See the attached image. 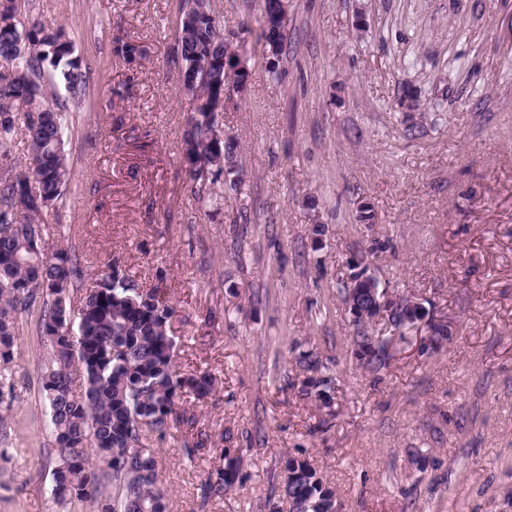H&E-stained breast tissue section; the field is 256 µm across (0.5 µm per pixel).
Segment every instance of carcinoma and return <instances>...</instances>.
<instances>
[{"instance_id": "carcinoma-1", "label": "carcinoma", "mask_w": 512, "mask_h": 512, "mask_svg": "<svg viewBox=\"0 0 512 512\" xmlns=\"http://www.w3.org/2000/svg\"><path fill=\"white\" fill-rule=\"evenodd\" d=\"M27 0H0V158L14 149L17 127L24 128L27 156L18 171L0 176V405L13 397L17 322L38 312L40 335L50 346L41 386L54 438L52 469L55 500L81 502L91 512H168L167 493L158 481L152 443L180 422L178 401L185 391L207 396L208 373L181 375L175 364L171 332L174 308L152 288H141L118 262L108 265L89 285L76 249L60 246L44 254L33 230L44 237L42 214L63 200L71 180L66 149L68 102L85 99L88 77L74 56V45L58 29L30 23L24 53L16 46L27 13ZM227 46L211 0H183L175 53L195 82L198 96L182 137L194 195L204 198L207 184L222 179L241 184L236 169L237 143L218 139L208 112L209 97L224 84L247 82L245 74L224 70ZM113 56L132 64L144 49L117 40ZM67 96L49 104L52 77ZM343 301L366 308L367 292L341 285ZM369 323L353 322L351 354L362 367H387L395 342H407L405 331L418 326L392 322L397 337L373 336ZM295 363L303 374L299 393L333 416L331 391L336 381L329 366L312 352ZM224 466L208 472L204 498L222 496L235 482L236 449L223 448ZM280 500L295 512H334L336 493L308 459L289 456L283 464Z\"/></svg>"}]
</instances>
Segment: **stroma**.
Returning <instances> with one entry per match:
<instances>
[{
  "label": "stroma",
  "instance_id": "35a3bbf8",
  "mask_svg": "<svg viewBox=\"0 0 512 512\" xmlns=\"http://www.w3.org/2000/svg\"><path fill=\"white\" fill-rule=\"evenodd\" d=\"M179 5H28L90 70L45 241L75 243L85 276L117 259L157 289L176 308L178 371L215 380L205 398L184 395L185 423L153 445L169 512H271L289 454L321 469L340 512H512V0H288L276 76L257 42L262 0H213L250 77L219 114L243 183L200 202L181 149ZM117 38L146 57L115 58ZM358 272L417 299L451 340L420 353L422 327L385 369L357 365L337 290ZM18 327L0 512H58L48 347L33 318ZM299 350L338 378L328 426L295 389ZM225 446L241 457L235 485L202 503Z\"/></svg>",
  "mask_w": 512,
  "mask_h": 512
}]
</instances>
